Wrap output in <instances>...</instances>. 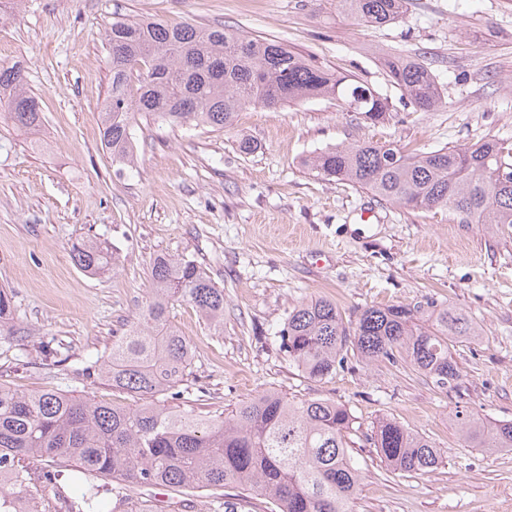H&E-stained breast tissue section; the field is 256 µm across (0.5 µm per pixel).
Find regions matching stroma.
<instances>
[{"label": "stroma", "instance_id": "35a3bbf8", "mask_svg": "<svg viewBox=\"0 0 512 512\" xmlns=\"http://www.w3.org/2000/svg\"><path fill=\"white\" fill-rule=\"evenodd\" d=\"M127 18L279 40L373 88L391 115L371 123L339 101L312 99L245 107L230 130L139 116L138 162L124 166L102 143L100 114L111 76L105 34ZM393 51L435 74V111L416 110L389 82L381 58ZM1 67L22 69L44 116L29 135L0 111V289L13 295L16 329L0 338L1 384L126 401L77 371L145 306L153 260L189 257L224 289V333L191 306L171 308L194 350L181 409L226 413L266 390L330 398L362 433L353 512H512V449L468 447L454 422L463 409L512 421V227L390 205L303 165L343 141L419 152L512 138V0H408L401 19L380 27L346 17L338 0H21L0 16ZM244 137L252 154L238 150ZM88 239L113 245V270L74 265L73 245ZM320 298L347 321L368 307L431 300L472 317L482 334L451 343L460 381L448 391L403 359L367 363L349 350L314 381L289 362L280 334L296 305ZM47 341L66 356L51 371L40 354ZM384 416L426 436L438 468L390 473L365 440Z\"/></svg>", "mask_w": 512, "mask_h": 512}]
</instances>
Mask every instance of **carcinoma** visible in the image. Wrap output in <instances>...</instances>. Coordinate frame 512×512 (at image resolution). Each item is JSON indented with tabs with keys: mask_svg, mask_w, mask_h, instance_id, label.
<instances>
[{
	"mask_svg": "<svg viewBox=\"0 0 512 512\" xmlns=\"http://www.w3.org/2000/svg\"><path fill=\"white\" fill-rule=\"evenodd\" d=\"M343 13L366 25L400 19L406 0H338ZM111 79L102 112V142L112 160L134 163L135 115L170 125L226 129L244 107L276 109L318 98L342 102L371 122L389 116L387 99L349 75L314 65L282 42L250 38L223 26H170L124 19L106 32ZM389 82L422 112L442 102L431 69L400 52L381 58ZM21 129L42 124L37 98L21 69H0V104ZM327 179L346 181L378 199L413 210H446L458 224L512 227V138L419 153L392 143L358 141L327 147L306 160ZM83 272L97 275L117 263L110 247L87 240L72 249ZM146 305L109 353L82 376L105 379L139 402L77 398L61 389L20 392L0 384V512H96L104 491L118 494L162 486L175 494L205 492L224 512H353L363 469L352 456L357 432L349 408L327 398L290 399L264 391L231 412L204 418L158 399L180 398L192 374L190 342L171 325L176 303L196 308L224 332V289L194 260L159 255ZM12 297L0 291V336ZM468 315L434 303L368 307L345 324L336 304L315 299L296 306L281 333L288 360L307 378L336 372L350 347L367 362L395 353L441 390L457 387L460 372L448 340H477ZM455 421L473 448L512 449V422L493 423L461 410ZM366 441L389 469L424 474L441 455L427 437L382 417ZM235 489L229 496L224 489ZM52 494H47V491Z\"/></svg>",
	"mask_w": 512,
	"mask_h": 512,
	"instance_id": "cac0c4a2",
	"label": "carcinoma"
}]
</instances>
